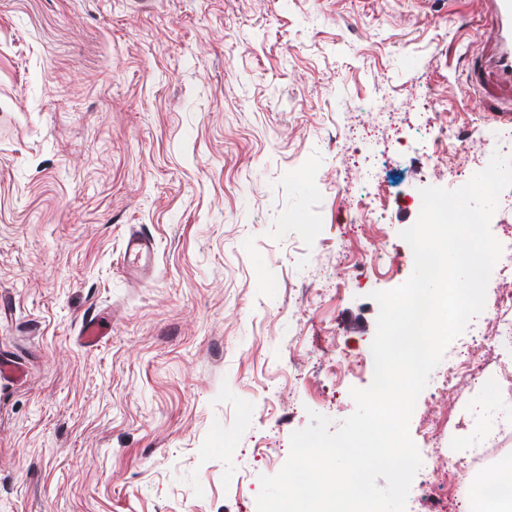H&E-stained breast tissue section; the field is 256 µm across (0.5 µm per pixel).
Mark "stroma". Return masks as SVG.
Segmentation results:
<instances>
[{
  "label": "stroma",
  "mask_w": 512,
  "mask_h": 512,
  "mask_svg": "<svg viewBox=\"0 0 512 512\" xmlns=\"http://www.w3.org/2000/svg\"><path fill=\"white\" fill-rule=\"evenodd\" d=\"M486 0H0V512H256L310 413L374 378L370 294L420 191L483 170L512 85ZM455 132L434 152L440 131ZM152 237L148 266L124 258ZM368 261L355 267L360 256ZM104 336L80 332L87 317ZM361 366L337 373L342 358ZM419 396L406 512L499 439L512 338Z\"/></svg>",
  "instance_id": "1"
}]
</instances>
